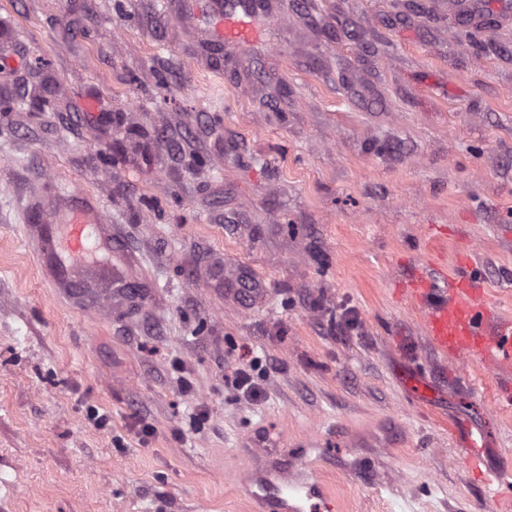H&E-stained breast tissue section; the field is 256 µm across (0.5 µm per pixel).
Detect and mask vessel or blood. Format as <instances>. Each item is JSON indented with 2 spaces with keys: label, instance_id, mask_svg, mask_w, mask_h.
<instances>
[{
  "label": "vessel or blood",
  "instance_id": "vessel-or-blood-1",
  "mask_svg": "<svg viewBox=\"0 0 512 512\" xmlns=\"http://www.w3.org/2000/svg\"><path fill=\"white\" fill-rule=\"evenodd\" d=\"M174 7L187 19L210 18L203 30L206 47L239 53L257 39L254 18L266 5L264 0H176ZM38 213L41 262L58 286L115 281L111 264L97 265L90 257L91 249H112V223L98 197L77 189L41 205ZM406 294L418 304L428 341L438 353L462 365L477 362L512 371V319L491 309L474 259H466L450 278L426 265L415 267ZM458 461L480 481L486 500L512 510V485L501 472L485 468L472 445H464ZM274 471L276 479L266 489L275 512H333L335 499L324 487L294 482L279 465Z\"/></svg>",
  "mask_w": 512,
  "mask_h": 512
}]
</instances>
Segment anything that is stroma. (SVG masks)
Masks as SVG:
<instances>
[{
	"label": "stroma",
	"instance_id": "stroma-1",
	"mask_svg": "<svg viewBox=\"0 0 512 512\" xmlns=\"http://www.w3.org/2000/svg\"><path fill=\"white\" fill-rule=\"evenodd\" d=\"M269 2L228 57L171 0H0V512H269L315 454L339 512H491L467 438L512 483L497 372L400 291L470 252L512 317V0ZM76 188L131 268L94 298L27 218ZM259 366H261V361L252 360L248 368L235 370L233 384L245 399L252 398L257 393L258 384L255 382L253 372Z\"/></svg>",
	"mask_w": 512,
	"mask_h": 512
}]
</instances>
